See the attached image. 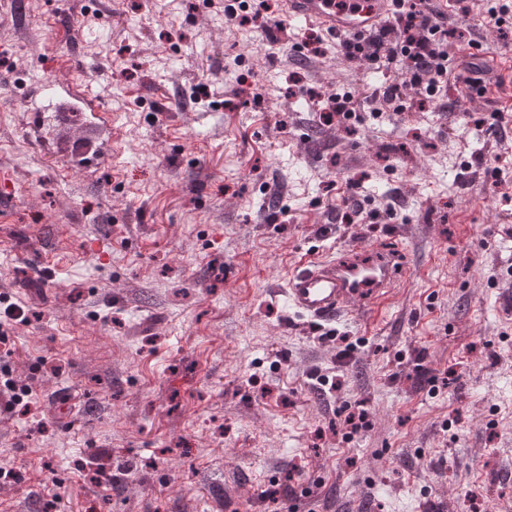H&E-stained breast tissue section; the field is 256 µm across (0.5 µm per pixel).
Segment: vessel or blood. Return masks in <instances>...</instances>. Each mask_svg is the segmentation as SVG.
I'll use <instances>...</instances> for the list:
<instances>
[{"mask_svg": "<svg viewBox=\"0 0 512 512\" xmlns=\"http://www.w3.org/2000/svg\"><path fill=\"white\" fill-rule=\"evenodd\" d=\"M389 0H283L289 20L315 22L337 38L364 37L388 14ZM396 286L394 259L373 250H345L292 271L283 289L293 309L316 321H333L388 301Z\"/></svg>", "mask_w": 512, "mask_h": 512, "instance_id": "vessel-or-blood-1", "label": "vessel or blood"}]
</instances>
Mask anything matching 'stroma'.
Instances as JSON below:
<instances>
[{"label": "stroma", "instance_id": "1", "mask_svg": "<svg viewBox=\"0 0 512 512\" xmlns=\"http://www.w3.org/2000/svg\"><path fill=\"white\" fill-rule=\"evenodd\" d=\"M238 2L0 0V512H512V94L326 120L383 74ZM373 243L415 271L383 308L287 306Z\"/></svg>", "mask_w": 512, "mask_h": 512}]
</instances>
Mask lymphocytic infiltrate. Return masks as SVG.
Segmentation results:
<instances>
[{"instance_id": "f902f5d3", "label": "lymphocytic infiltrate", "mask_w": 512, "mask_h": 512, "mask_svg": "<svg viewBox=\"0 0 512 512\" xmlns=\"http://www.w3.org/2000/svg\"><path fill=\"white\" fill-rule=\"evenodd\" d=\"M394 10L377 37L345 44L348 56L362 57L373 65L401 60L406 70L399 79L384 83L379 91L383 101L402 104L407 98L427 101L453 80L484 89L490 71L478 59L448 63V32L439 23L440 14L430 0H392Z\"/></svg>"}]
</instances>
